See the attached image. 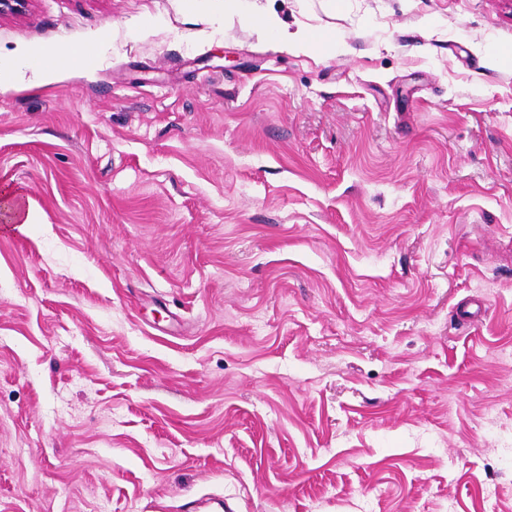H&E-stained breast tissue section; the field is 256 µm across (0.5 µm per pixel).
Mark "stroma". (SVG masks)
<instances>
[{
  "label": "stroma",
  "instance_id": "35a3bbf8",
  "mask_svg": "<svg viewBox=\"0 0 512 512\" xmlns=\"http://www.w3.org/2000/svg\"><path fill=\"white\" fill-rule=\"evenodd\" d=\"M93 43L0 94V512H512L503 0L0 13ZM263 25L268 31H272L275 34L276 39L286 42L289 41L294 44L309 46L318 43L321 40L320 37L311 36L302 30L295 33H288V29L283 24L276 22L275 20H266ZM97 45L78 49L62 48L46 55H29L20 51L15 59L16 69H26L37 77L30 86L48 84L68 71H76L86 66L90 57L96 52Z\"/></svg>",
  "mask_w": 512,
  "mask_h": 512
}]
</instances>
